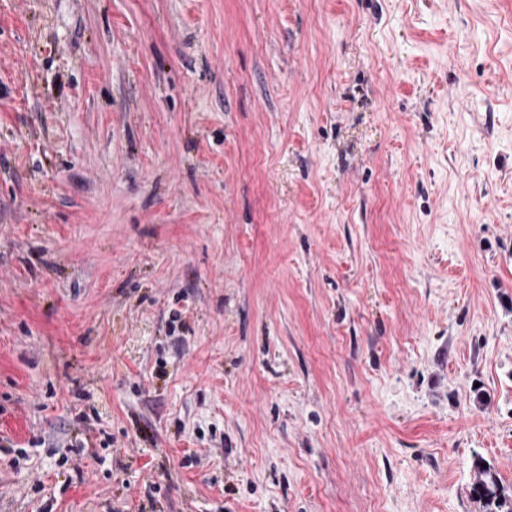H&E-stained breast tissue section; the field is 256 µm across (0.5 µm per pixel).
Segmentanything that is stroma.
Segmentation results:
<instances>
[{
    "label": "stroma",
    "mask_w": 512,
    "mask_h": 512,
    "mask_svg": "<svg viewBox=\"0 0 512 512\" xmlns=\"http://www.w3.org/2000/svg\"><path fill=\"white\" fill-rule=\"evenodd\" d=\"M479 459L512 0H0V512H485Z\"/></svg>",
    "instance_id": "1"
}]
</instances>
